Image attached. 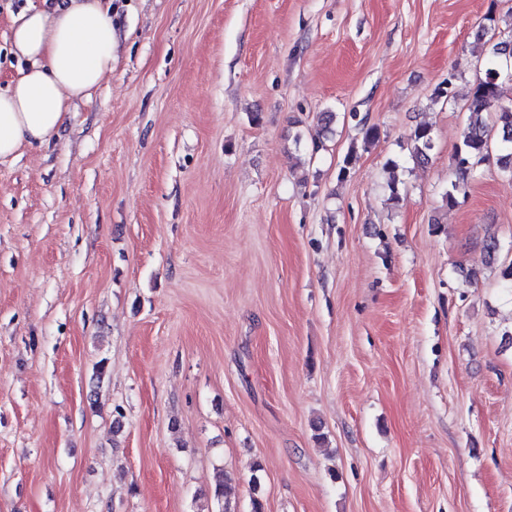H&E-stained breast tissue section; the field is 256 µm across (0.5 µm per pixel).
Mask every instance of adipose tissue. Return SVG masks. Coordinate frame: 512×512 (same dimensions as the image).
I'll return each mask as SVG.
<instances>
[{"mask_svg":"<svg viewBox=\"0 0 512 512\" xmlns=\"http://www.w3.org/2000/svg\"><path fill=\"white\" fill-rule=\"evenodd\" d=\"M11 48L25 66L0 90V163L48 144L74 101L112 74V0H62L13 16Z\"/></svg>","mask_w":512,"mask_h":512,"instance_id":"obj_1","label":"adipose tissue"}]
</instances>
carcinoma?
Masks as SVG:
<instances>
[{
    "mask_svg": "<svg viewBox=\"0 0 512 512\" xmlns=\"http://www.w3.org/2000/svg\"><path fill=\"white\" fill-rule=\"evenodd\" d=\"M456 80L455 72H448V78L435 88L434 101L449 102L454 97ZM507 85L512 86V33L494 44L484 62V75L472 89L462 142L453 158L455 180L445 194L450 207L457 203V195L464 192L477 165L492 155L496 156L500 171L512 178V98H504ZM488 113L494 114V125L501 132L495 143L486 121ZM411 141V159L416 163L427 160L433 148L432 127L428 124L417 126Z\"/></svg>",
    "mask_w": 512,
    "mask_h": 512,
    "instance_id": "cac0c4a2",
    "label": "carcinoma"
}]
</instances>
